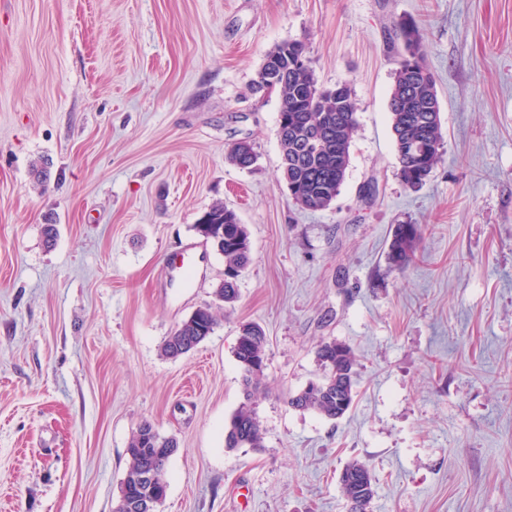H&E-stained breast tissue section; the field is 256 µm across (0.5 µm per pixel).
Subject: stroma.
Listing matches in <instances>:
<instances>
[{
    "instance_id": "stroma-1",
    "label": "stroma",
    "mask_w": 512,
    "mask_h": 512,
    "mask_svg": "<svg viewBox=\"0 0 512 512\" xmlns=\"http://www.w3.org/2000/svg\"><path fill=\"white\" fill-rule=\"evenodd\" d=\"M403 21L445 140L416 190L388 111ZM285 40L358 104L322 210L280 182L279 98L252 85ZM241 139L249 170L226 159ZM216 202L251 263L214 333L170 360L224 279L194 230ZM397 224L422 228L402 272ZM245 321L268 339L264 440L230 451ZM324 339L358 356L338 420L288 404ZM145 420L179 443L159 512H347L354 459L372 512H512V0H0V512H112ZM227 159L237 168L249 170L256 165L258 154L254 150L253 144L249 140L243 139L234 142L230 146ZM339 482L349 512H370L375 479L363 463L356 460L349 462L342 469Z\"/></svg>"
}]
</instances>
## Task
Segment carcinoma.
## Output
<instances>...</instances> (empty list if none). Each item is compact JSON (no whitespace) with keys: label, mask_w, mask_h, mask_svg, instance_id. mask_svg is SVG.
I'll return each instance as SVG.
<instances>
[{"label":"carcinoma","mask_w":512,"mask_h":512,"mask_svg":"<svg viewBox=\"0 0 512 512\" xmlns=\"http://www.w3.org/2000/svg\"><path fill=\"white\" fill-rule=\"evenodd\" d=\"M396 38L401 40L403 52L394 72L388 109L397 175L406 187L418 188L429 180L442 156L440 103L415 24L398 23ZM270 86L280 98V178L295 204L312 210L325 209L338 195L350 163L351 142L358 127L352 88L342 82L316 95L318 81L306 47L298 40L282 42L265 54L253 87L262 91ZM227 159L239 169L250 170L256 165L258 154L253 144L243 139L230 146ZM214 229L224 230L221 255L226 274L215 295L218 301L230 306L238 299V288L237 280L227 278V274L239 275L247 267L249 235L237 213L221 202L211 205L204 212V221L194 225L197 234L206 240ZM420 237L419 225H396L388 246L389 267L402 271L410 266ZM220 310L219 305L199 307L165 339L162 355L177 359L198 346L218 327ZM266 347L267 337L260 325L240 324L234 356L242 371L244 401L225 428L227 449L263 447L256 402L262 394ZM316 356L321 375L290 396L288 404L329 420L339 419L349 411L355 397V353L349 345L330 339L318 345ZM177 448V442L157 433L151 422L138 425L126 449L129 465L119 491L120 497L127 498V504L116 507L115 512H141V500L167 494L165 466ZM150 471L155 474V482L146 485L142 478ZM339 482L349 512H370L375 479L363 463L349 462L342 469Z\"/></svg>","instance_id":"carcinoma-1"}]
</instances>
